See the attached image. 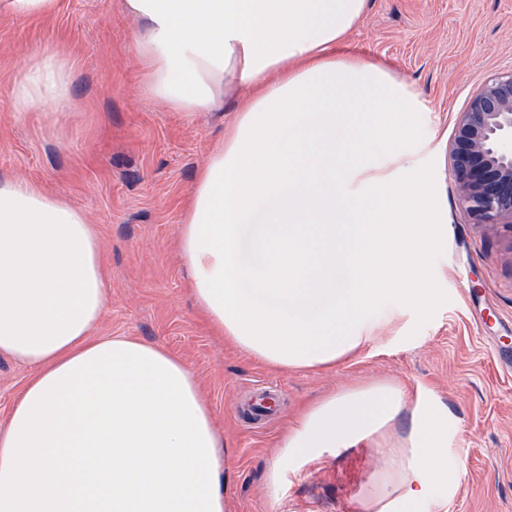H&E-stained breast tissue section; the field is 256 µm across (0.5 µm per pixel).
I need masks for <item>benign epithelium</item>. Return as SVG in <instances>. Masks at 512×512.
<instances>
[{"instance_id":"7a95c632","label":"benign epithelium","mask_w":512,"mask_h":512,"mask_svg":"<svg viewBox=\"0 0 512 512\" xmlns=\"http://www.w3.org/2000/svg\"><path fill=\"white\" fill-rule=\"evenodd\" d=\"M459 202L471 223L512 224V68L487 78L450 144Z\"/></svg>"}]
</instances>
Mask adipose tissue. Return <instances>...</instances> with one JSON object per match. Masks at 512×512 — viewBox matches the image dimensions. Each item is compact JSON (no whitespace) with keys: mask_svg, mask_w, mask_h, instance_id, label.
Instances as JSON below:
<instances>
[{"mask_svg":"<svg viewBox=\"0 0 512 512\" xmlns=\"http://www.w3.org/2000/svg\"><path fill=\"white\" fill-rule=\"evenodd\" d=\"M143 89L185 117L232 103L178 229L210 328L276 370H328L402 307L437 290L444 231L408 177L427 106L382 65L336 52L368 0H125ZM62 47L14 77L16 114L75 109ZM376 152H368L369 144ZM374 197L365 206L356 188ZM346 266L349 287L336 284ZM109 280L94 225L39 183L0 176V354L33 368L0 429V512H227L211 408L161 345L96 337ZM407 419L396 431L399 419ZM455 420L435 394L370 380L321 398L288 428L266 475L369 441L387 464L367 512H421L458 488Z\"/></svg>","mask_w":512,"mask_h":512,"instance_id":"1","label":"adipose tissue"}]
</instances>
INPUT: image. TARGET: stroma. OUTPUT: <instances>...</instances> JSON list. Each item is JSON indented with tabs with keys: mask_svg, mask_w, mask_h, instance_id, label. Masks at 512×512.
I'll use <instances>...</instances> for the list:
<instances>
[{
	"mask_svg": "<svg viewBox=\"0 0 512 512\" xmlns=\"http://www.w3.org/2000/svg\"><path fill=\"white\" fill-rule=\"evenodd\" d=\"M123 0H60L51 18L0 17V173L40 182L96 227L109 291L96 334L164 345L195 370L233 468L229 512H365L385 463L364 443L287 471L277 498L266 474L281 437L315 399L367 379L441 397L458 421L448 446L462 472L448 512H512V226L474 228L459 204L449 145L455 119L488 76L512 67V0H368L337 47L410 84L427 111L415 148L450 233L428 255L438 290L333 370H274L248 360L198 316L177 230L199 169L234 122L232 107L186 120L142 87ZM71 50L80 109L62 126L40 109L14 114L10 82L48 45ZM0 355V426L32 376ZM274 384L266 424L239 415L256 385Z\"/></svg>",
	"mask_w": 512,
	"mask_h": 512,
	"instance_id": "1",
	"label": "stroma"
}]
</instances>
